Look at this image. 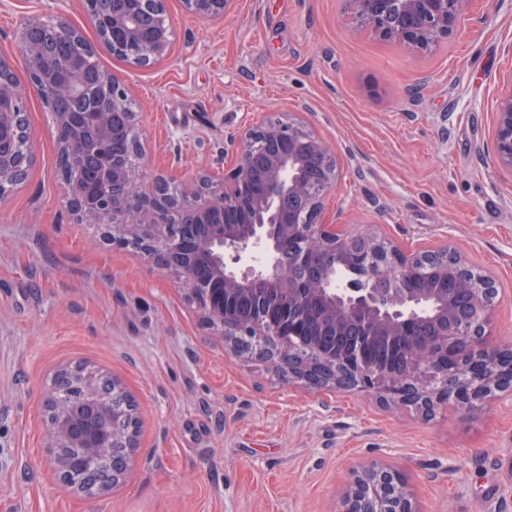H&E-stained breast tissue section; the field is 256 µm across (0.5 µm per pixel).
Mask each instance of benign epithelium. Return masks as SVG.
Wrapping results in <instances>:
<instances>
[{
    "mask_svg": "<svg viewBox=\"0 0 512 512\" xmlns=\"http://www.w3.org/2000/svg\"><path fill=\"white\" fill-rule=\"evenodd\" d=\"M235 0H183L204 21L224 18ZM471 0H343L344 12L361 29L385 41L434 53L464 21ZM87 14L112 54L149 66L170 55L172 29L165 0H137L110 7L85 0ZM49 35L31 37L35 31ZM64 40L81 56L95 54L81 31L64 18H33L18 34L29 80L0 78V201L15 186L19 144L34 155L18 126L30 93L44 100L82 98L87 112L53 113L59 140V175L71 210L82 224L103 227L112 244L131 248L177 273L201 319L230 352L249 358L253 344L269 342L268 362L292 383L338 391L368 392L429 415L452 403L475 412L512 387V349L493 340L494 283L448 292L419 276L430 266L443 281L468 265L443 247L407 253L372 234L349 235L324 222V201L338 181V162L327 142L296 113L284 112L243 125L232 137L234 163L216 181L209 170L183 181L167 170L144 175L147 150L140 113L121 81L102 70L97 83L79 77L80 60L60 72L51 42ZM497 102L494 159L512 175V74ZM97 158L86 184L82 160ZM177 220H171V216ZM358 257L362 284L336 279V265ZM46 390V461L58 480L82 490L71 476L94 481V457L126 448L112 462L117 485L126 478L139 447V421L130 394L116 378L56 369ZM81 389V402L58 399L66 378ZM343 512H420L397 469L374 462L357 468Z\"/></svg>",
    "mask_w": 512,
    "mask_h": 512,
    "instance_id": "1",
    "label": "benign epithelium"
}]
</instances>
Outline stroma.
<instances>
[{
    "instance_id": "35a3bbf8",
    "label": "stroma",
    "mask_w": 512,
    "mask_h": 512,
    "mask_svg": "<svg viewBox=\"0 0 512 512\" xmlns=\"http://www.w3.org/2000/svg\"><path fill=\"white\" fill-rule=\"evenodd\" d=\"M36 16L96 39L84 0H0V56L22 83L17 34ZM166 17V59L97 57L143 115L150 168L222 179L237 128L305 114L342 171L326 221L410 250H460L494 280L497 340L512 346V174L493 157L512 0H473L420 59L356 29L341 0H236L210 22L167 0ZM25 105L37 161L0 202V512H341L353 469L370 461L396 465L422 512H512V394L427 418L232 357L174 274L78 223L53 116L38 96ZM75 363L120 379L140 422L126 482L94 498L43 461L48 378Z\"/></svg>"
}]
</instances>
